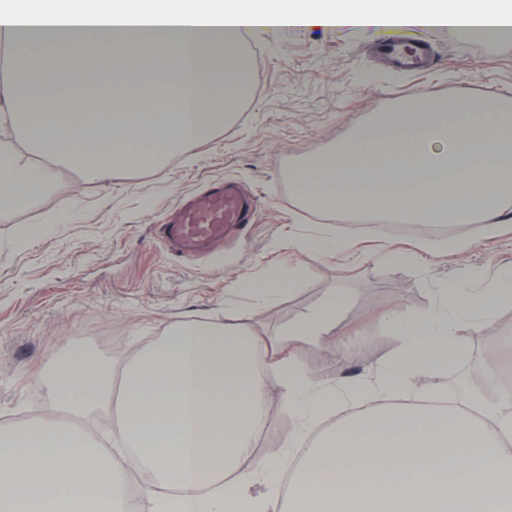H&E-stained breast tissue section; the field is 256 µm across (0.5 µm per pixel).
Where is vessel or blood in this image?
I'll return each mask as SVG.
<instances>
[{"instance_id": "1", "label": "vessel or blood", "mask_w": 512, "mask_h": 512, "mask_svg": "<svg viewBox=\"0 0 512 512\" xmlns=\"http://www.w3.org/2000/svg\"><path fill=\"white\" fill-rule=\"evenodd\" d=\"M379 51L393 66L407 71L422 70L429 55L423 41L405 37L384 41ZM254 211L253 199L241 195L233 184L220 183L201 199L180 204L161 225L160 238L176 254L199 255L223 242L228 225L249 223Z\"/></svg>"}]
</instances>
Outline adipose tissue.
<instances>
[{"instance_id":"ef3b65f1","label":"adipose tissue","mask_w":512,"mask_h":512,"mask_svg":"<svg viewBox=\"0 0 512 512\" xmlns=\"http://www.w3.org/2000/svg\"><path fill=\"white\" fill-rule=\"evenodd\" d=\"M319 23L369 28L440 26L481 40L512 28L507 0H0V44L19 51L0 88V222L18 205L49 200L54 163L111 182L116 170L161 167L222 130L245 97L250 68L240 42L254 30ZM112 84L119 99L96 94ZM89 88L79 110L66 106ZM50 164L38 163V156ZM290 181L322 210L411 224L500 218L512 197V109L458 97L422 108L408 101ZM342 303L334 294L289 323L277 353L232 308L223 323L186 320L124 372L123 390L87 352L60 363L58 410L111 408L116 454L84 431L48 423L15 427L0 443V512H512V389L496 403L461 405L411 393L415 373L448 367L462 316L487 326L512 305V269L471 292L449 282L427 311L388 312L403 340L384 368L351 391L355 413L321 432L339 395L319 389L291 356L323 343ZM314 443L289 476L279 450L244 466L266 416V372ZM92 377L93 394L72 382ZM150 478L127 493V464ZM264 494H254L257 482Z\"/></svg>"}]
</instances>
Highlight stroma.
I'll list each match as a JSON object with an SVG mask.
<instances>
[{
	"label": "stroma",
	"instance_id": "obj_1",
	"mask_svg": "<svg viewBox=\"0 0 512 512\" xmlns=\"http://www.w3.org/2000/svg\"><path fill=\"white\" fill-rule=\"evenodd\" d=\"M407 33L431 47L424 72L410 74L378 57L376 43L395 34L387 27L255 30L243 42L253 66L234 123L160 169L122 170L108 185L77 167H57L48 207L19 208L11 223H0V430L57 419L48 384L70 350L90 352L117 376L174 324L220 322L231 307L248 309L249 328L274 344L283 327L335 291L345 298L335 339L346 356L327 362L308 343L293 356L318 388L357 383L401 349L384 313L425 311L448 281L470 289L471 271L489 279L512 268V222H478L431 237L398 221L312 209L288 180L290 168L393 112L406 97L466 94L512 103V37L484 42L436 27ZM225 179L256 195L252 223L225 234L208 257L171 258L156 225L181 200ZM25 227L34 235L21 236ZM313 236L335 242L336 250L309 255ZM391 249L412 253V261L386 262ZM293 267L300 275L292 291L268 301L231 292L240 278ZM507 336L512 306L500 308L489 327L459 322L447 369L414 376L412 388L457 393L470 372L502 358ZM266 401L269 435L254 448V463L300 435L277 380H270Z\"/></svg>",
	"mask_w": 512,
	"mask_h": 512
}]
</instances>
